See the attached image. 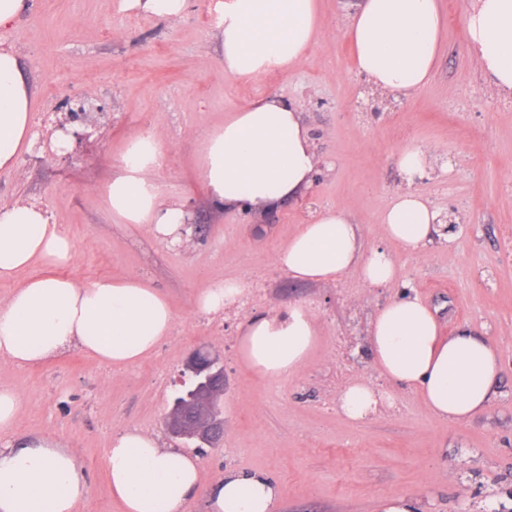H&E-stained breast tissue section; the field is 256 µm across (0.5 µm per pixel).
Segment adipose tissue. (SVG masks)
<instances>
[{
	"label": "adipose tissue",
	"instance_id": "obj_1",
	"mask_svg": "<svg viewBox=\"0 0 512 512\" xmlns=\"http://www.w3.org/2000/svg\"><path fill=\"white\" fill-rule=\"evenodd\" d=\"M444 27L439 0H358L348 26L354 68L388 94L411 96L431 78ZM217 31L225 75L255 79L302 61L318 31V0H224ZM465 33L479 68L499 91L512 94V0H475ZM36 144L26 80L15 53L0 47V170L13 169ZM200 144L198 177L221 209L265 213L302 197L321 163L300 112L275 94L203 132ZM432 156V149L414 142L399 151L407 188L384 211L387 243L417 251L443 236L438 211L412 188ZM161 163L154 136L130 137L106 201L119 223L148 225L156 238L177 244L189 233L191 209L187 199L162 192L155 178ZM386 245L362 250L351 216L326 208L276 252L275 263L301 281H333L356 268L368 286L388 287L397 270ZM74 255L72 239L43 208L26 202L0 207V280L36 262L45 268L0 304V359L25 370L75 348L127 369L169 336L170 303L145 278L82 284L55 275ZM318 339L311 308L293 304L245 322L239 355L257 378L284 379L305 366ZM369 343L380 374L418 388L435 417L463 423L487 407L499 373L495 347L465 331L440 335L434 312L417 295L402 293L382 308L370 324ZM391 400L388 391L360 381L341 393L339 409L360 421ZM19 411L17 393L0 386V512H78L90 496L82 464L54 437L18 439ZM105 470L123 512H182L203 480L197 457L161 447L155 435L137 428L112 437ZM278 496L267 474L228 470L211 486L208 510L273 512Z\"/></svg>",
	"mask_w": 512,
	"mask_h": 512
}]
</instances>
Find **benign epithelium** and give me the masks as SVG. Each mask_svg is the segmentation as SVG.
Instances as JSON below:
<instances>
[{
    "label": "benign epithelium",
    "instance_id": "obj_1",
    "mask_svg": "<svg viewBox=\"0 0 512 512\" xmlns=\"http://www.w3.org/2000/svg\"><path fill=\"white\" fill-rule=\"evenodd\" d=\"M181 383L183 389L164 420L167 435L186 446H216L224 437L223 359L202 348L194 350Z\"/></svg>",
    "mask_w": 512,
    "mask_h": 512
}]
</instances>
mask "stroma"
I'll use <instances>...</instances> for the list:
<instances>
[{
  "mask_svg": "<svg viewBox=\"0 0 512 512\" xmlns=\"http://www.w3.org/2000/svg\"><path fill=\"white\" fill-rule=\"evenodd\" d=\"M354 0H319L320 32L297 66L258 79L225 76L213 35L219 0H189L178 18L134 0H30L0 29L33 90L39 146L0 171V205L38 203L73 239L60 276L81 283L138 275L169 300L174 322L153 354L112 370L80 350L18 370L0 362V385L20 398L17 428L50 434L83 463L91 492L79 512H123L107 484L113 434H163V419L190 353L207 345L224 359V440L198 449L204 482L226 470L261 471L279 485L274 512H380L411 497L418 512L512 508V97L479 69L466 44L472 0H441L445 30L427 86L404 99L352 68L346 35ZM276 94L300 112L323 163L303 197L262 215L212 205L197 175L200 132L256 98ZM148 130L164 164L156 179L187 198L199 234L188 246L158 240L145 224L117 223L105 188L128 138ZM69 137L63 154L50 147ZM414 141L437 154L414 188L455 228L450 240L411 252L391 245L400 280L436 309L444 335L490 340L500 369L490 403L465 423L434 418L417 392L381 377L369 354L371 319L398 297L358 270L303 283L277 267V248L319 211H347L363 246L384 242L383 212L403 182L397 153ZM238 279L247 303L227 314L196 310L210 281ZM303 302L320 341L285 380L262 381L241 363L238 328L259 313ZM390 391L392 406L352 422L338 409L347 384ZM205 489L184 512H207Z\"/></svg>",
  "mask_w": 512,
  "mask_h": 512,
  "instance_id": "1",
  "label": "stroma"
}]
</instances>
